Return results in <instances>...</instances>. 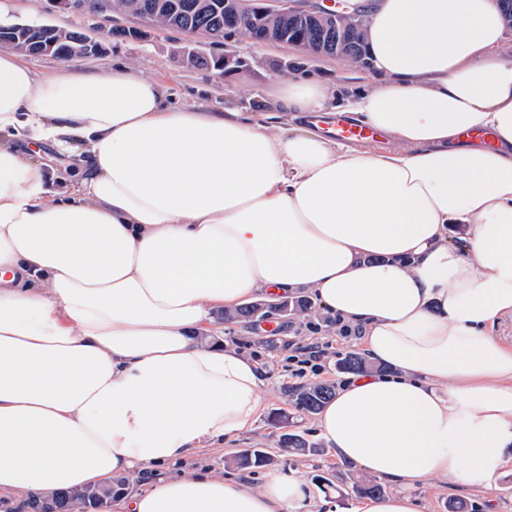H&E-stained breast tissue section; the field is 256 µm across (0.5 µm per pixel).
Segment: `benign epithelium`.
<instances>
[{
  "mask_svg": "<svg viewBox=\"0 0 512 512\" xmlns=\"http://www.w3.org/2000/svg\"><path fill=\"white\" fill-rule=\"evenodd\" d=\"M62 11H81L86 8L103 13L110 10L109 0H52ZM224 20L228 22L226 38L235 36L247 40L259 34H268L274 23L288 20L299 30L315 36L317 46L310 47L289 33L279 35V43L302 50L313 57L333 56L337 23L367 26L368 4L360 0H224ZM24 32L28 44L51 49L64 41V33L57 27L36 24L4 22L0 20V48H10L19 32ZM216 69L226 73L246 67V59L236 54L214 56Z\"/></svg>",
  "mask_w": 512,
  "mask_h": 512,
  "instance_id": "benign-epithelium-1",
  "label": "benign epithelium"
}]
</instances>
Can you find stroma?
<instances>
[{
	"label": "stroma",
	"instance_id": "1",
	"mask_svg": "<svg viewBox=\"0 0 512 512\" xmlns=\"http://www.w3.org/2000/svg\"><path fill=\"white\" fill-rule=\"evenodd\" d=\"M0 18L85 30L102 42L104 50L97 55L73 60V67L107 74L113 65H129L165 83L167 104H194L217 112L226 108L254 112L268 107L283 80L297 76L328 85L330 95L324 109L330 112L336 106V94L352 92L372 73L371 68L333 57L311 60L304 52L280 44H253L236 38L227 42L224 49L245 57L250 68L243 73L223 75L198 68L183 58L185 49L199 46L200 36L151 26L145 28L141 37L113 39L108 35L113 26L133 27L137 24L136 19L89 9L79 13H61L50 0H0ZM327 317V311L316 306L307 316L277 319L275 330L257 336L252 328L224 321L222 312H215L213 321L215 327L222 331V343L236 347L246 356H257L267 380L263 390L266 410L254 428L233 443H217L151 471L140 469L130 473L128 494H140L165 480L194 472L235 479L258 489L269 476L290 471L303 481L316 512H354L359 497L353 492L352 484L359 474L358 469L339 462L331 448L317 455L280 450L278 439L281 430L271 422L274 414H282L289 430L311 442H320L315 416L297 409L289 401L284 388L296 382L288 370L290 345L308 342L305 324L309 321L323 324L321 336L330 343L323 380L337 385L345 379L346 374L339 370L338 364L346 356L360 352V342L355 338L346 340L337 336L335 329L326 327ZM248 448L267 449L273 456L272 463L245 470L233 465L232 457ZM413 494L421 512H448L453 501L463 502L466 512H512V465L506 466L486 487L455 485L429 478L418 484Z\"/></svg>",
	"mask_w": 512,
	"mask_h": 512
}]
</instances>
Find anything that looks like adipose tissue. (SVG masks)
Returning <instances> with one entry per match:
<instances>
[{"label":"adipose tissue","instance_id":"ef3b65f1","mask_svg":"<svg viewBox=\"0 0 512 512\" xmlns=\"http://www.w3.org/2000/svg\"><path fill=\"white\" fill-rule=\"evenodd\" d=\"M492 0H376L373 79L337 106L392 139L346 147L288 120L323 106L291 80L270 112L165 104L130 67L41 81L0 49V494L80 490L251 431L266 378L208 343L212 314L306 292L387 367L337 389L317 427L338 459L397 481L356 512H419L434 477L489 484L512 463V59ZM487 128L497 145L458 142ZM74 150L49 189L15 138ZM468 227V244L448 227ZM190 474L118 512H298Z\"/></svg>","mask_w":512,"mask_h":512}]
</instances>
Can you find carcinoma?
I'll list each match as a JSON object with an SVG mask.
<instances>
[{"mask_svg": "<svg viewBox=\"0 0 512 512\" xmlns=\"http://www.w3.org/2000/svg\"><path fill=\"white\" fill-rule=\"evenodd\" d=\"M154 21L166 28L183 29L202 27L219 34H224V12L214 11L207 0H200V6L191 13L178 18H171L160 12L154 13ZM366 55V38L352 25L346 26L338 36L336 56L345 60L361 62ZM280 312V308L252 304L224 312L226 321H253L259 317ZM372 364L365 358L352 354L339 363V368L351 372H365ZM288 398L300 409L309 414L317 413L335 393V385L328 382H316L306 386H290ZM279 447L308 454H317L321 448L296 432L285 431L279 436ZM271 462V457L263 448H249L233 458V463L243 469L264 467ZM128 479L118 477L105 484L87 487L79 491H52L32 496L23 505L27 512H73L79 505L82 512H102L109 507L112 500L124 494Z\"/></svg>", "mask_w": 512, "mask_h": 512, "instance_id": "cac0c4a2", "label": "carcinoma"}]
</instances>
